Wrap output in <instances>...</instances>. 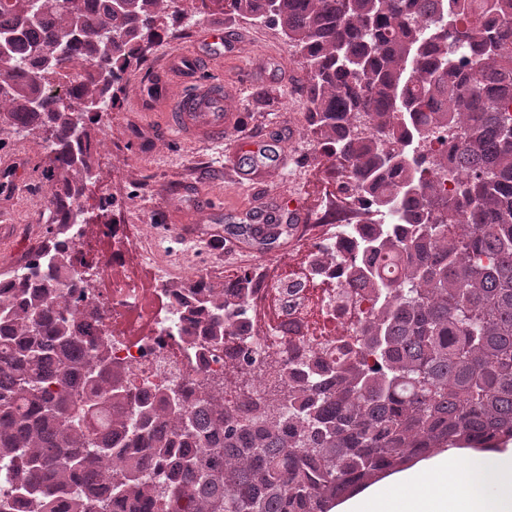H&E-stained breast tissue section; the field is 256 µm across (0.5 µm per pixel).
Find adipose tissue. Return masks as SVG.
I'll list each match as a JSON object with an SVG mask.
<instances>
[{
    "label": "adipose tissue",
    "instance_id": "obj_1",
    "mask_svg": "<svg viewBox=\"0 0 512 512\" xmlns=\"http://www.w3.org/2000/svg\"><path fill=\"white\" fill-rule=\"evenodd\" d=\"M331 512H512V441L429 454L360 487Z\"/></svg>",
    "mask_w": 512,
    "mask_h": 512
}]
</instances>
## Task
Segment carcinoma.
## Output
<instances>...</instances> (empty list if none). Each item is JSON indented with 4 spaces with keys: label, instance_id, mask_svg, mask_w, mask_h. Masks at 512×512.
I'll list each match as a JSON object with an SVG mask.
<instances>
[{
    "label": "carcinoma",
    "instance_id": "carcinoma-1",
    "mask_svg": "<svg viewBox=\"0 0 512 512\" xmlns=\"http://www.w3.org/2000/svg\"><path fill=\"white\" fill-rule=\"evenodd\" d=\"M281 29L302 59L311 119L351 197L399 223L350 229L336 262L375 306L336 353L287 366L288 391L244 417L190 382L136 403L109 344L69 303L72 224L96 186L92 119L166 25L168 0H0L10 39L0 119L48 150V248L0 277V512H329L434 448L512 440V0H211ZM454 142L451 152L433 143ZM452 197L440 185L458 170ZM187 285L212 341L253 363L232 328L250 276ZM132 456L119 471L115 455Z\"/></svg>",
    "mask_w": 512,
    "mask_h": 512
}]
</instances>
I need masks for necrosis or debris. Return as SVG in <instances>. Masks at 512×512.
Segmentation results:
<instances>
[{
  "mask_svg": "<svg viewBox=\"0 0 512 512\" xmlns=\"http://www.w3.org/2000/svg\"><path fill=\"white\" fill-rule=\"evenodd\" d=\"M111 233L114 247L108 265L101 272L110 279L108 290L91 289L100 312V319L90 322L88 334L94 339L112 343V362L121 366L135 389L155 391L164 376L158 365H174L189 379L220 382L224 400L238 403L234 386L237 377H245L248 397L267 403L285 391L281 373L286 364L307 356L310 350L335 347L338 338L357 335L372 305L369 295L350 298L344 285L346 267L329 262V253L346 249L340 232L322 236L310 251L304 276L288 281L269 280L264 287L251 289L249 311L264 308L276 300L275 322L260 328L250 325L246 338L256 356L248 375H241L234 358L214 348L208 337L192 329L190 315L183 303V290L178 281L157 273L151 293L153 304L141 302V291L126 278L129 262L128 246L122 225H103ZM321 280L329 285L323 302L333 329L327 335L310 338L307 334L308 309L311 302L310 283Z\"/></svg>",
  "mask_w": 512,
  "mask_h": 512,
  "instance_id": "obj_1",
  "label": "necrosis or debris"
}]
</instances>
